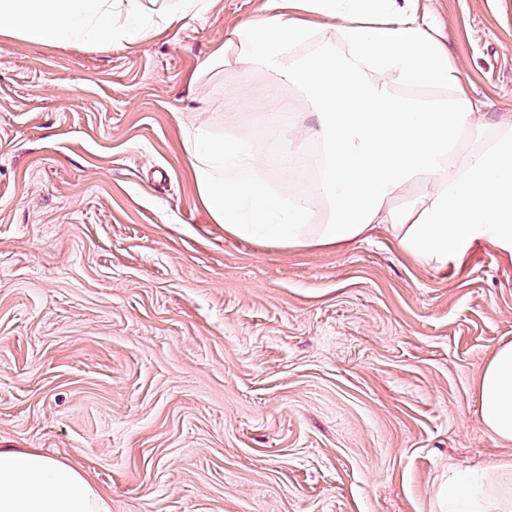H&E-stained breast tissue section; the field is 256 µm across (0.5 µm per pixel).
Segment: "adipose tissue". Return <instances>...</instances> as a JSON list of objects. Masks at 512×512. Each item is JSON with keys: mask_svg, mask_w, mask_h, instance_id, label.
I'll list each match as a JSON object with an SVG mask.
<instances>
[{"mask_svg": "<svg viewBox=\"0 0 512 512\" xmlns=\"http://www.w3.org/2000/svg\"><path fill=\"white\" fill-rule=\"evenodd\" d=\"M32 44L112 36V0H0V34ZM316 49L301 54V46ZM241 62L301 86L314 122L287 155L317 145L311 198L270 191L249 137L198 131L194 179L229 235L269 246H343L387 233L415 261L444 265L488 244L512 259V119L491 121L471 96L440 31L415 0H268L224 42ZM424 184L408 204L404 187ZM326 209L313 221V200ZM482 427L512 446V341L477 383ZM448 512H512V455L451 471ZM111 498L72 466L30 448H0V512H111Z\"/></svg>", "mask_w": 512, "mask_h": 512, "instance_id": "1", "label": "adipose tissue"}]
</instances>
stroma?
Listing matches in <instances>:
<instances>
[{
    "instance_id": "stroma-1",
    "label": "stroma",
    "mask_w": 512,
    "mask_h": 512,
    "mask_svg": "<svg viewBox=\"0 0 512 512\" xmlns=\"http://www.w3.org/2000/svg\"><path fill=\"white\" fill-rule=\"evenodd\" d=\"M266 4L112 0L106 43L0 35V448L86 472L112 512H443L449 470L504 453L476 386L512 341V260L212 220L186 136L246 132L268 161L270 78L223 49ZM417 10L512 115V0Z\"/></svg>"
}]
</instances>
